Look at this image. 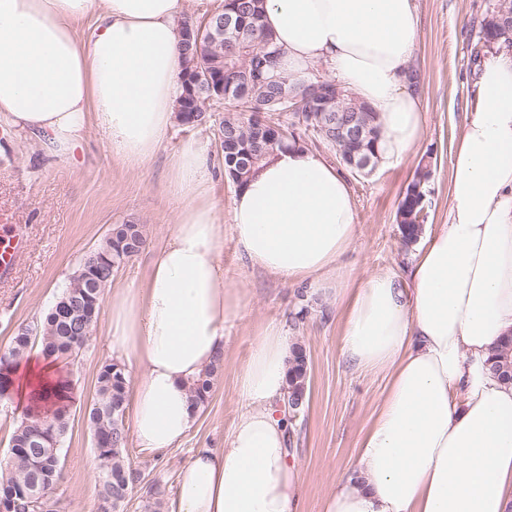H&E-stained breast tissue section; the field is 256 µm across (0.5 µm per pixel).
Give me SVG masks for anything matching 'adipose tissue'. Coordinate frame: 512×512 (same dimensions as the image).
<instances>
[{"label": "adipose tissue", "instance_id": "ef3b65f1", "mask_svg": "<svg viewBox=\"0 0 512 512\" xmlns=\"http://www.w3.org/2000/svg\"><path fill=\"white\" fill-rule=\"evenodd\" d=\"M186 0H0V127L73 150L88 127L112 154L143 167L177 118V20ZM280 69L306 82L324 64L379 115L381 162L404 161L424 134L407 63L414 0H266ZM475 110L455 142L448 221L428 233L403 274L354 280L341 264L359 235L340 171L295 147L238 189L229 223L213 196L205 144L172 159V229L144 280L108 289L105 340L133 367L131 434L157 451L197 420L190 387L224 349L240 297L220 248L232 235L249 266L336 303L343 350L386 383L357 463L325 512H512V383L489 358L512 334V50L475 69ZM289 336L256 335L236 387L243 409L221 449L180 469L173 512H301L302 483L278 408L288 388Z\"/></svg>", "mask_w": 512, "mask_h": 512}]
</instances>
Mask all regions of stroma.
<instances>
[{"mask_svg": "<svg viewBox=\"0 0 512 512\" xmlns=\"http://www.w3.org/2000/svg\"><path fill=\"white\" fill-rule=\"evenodd\" d=\"M494 0H415L417 43L407 66L417 72L425 132L408 158L377 165L368 175L348 174L360 234L342 259L351 275L403 272L411 254L402 244L396 213L419 165L431 166L426 230L448 221V180L453 145L466 112L473 109L471 52ZM189 138L204 142L220 158V142L210 125L174 124L155 158L144 168L112 157L103 135L88 129L73 153L57 155L31 138L0 128V224L28 225L31 243L12 276L0 277V351L19 326L45 317L52 303L112 225H143L147 247L115 275L137 284L151 250L174 221L168 194V159ZM224 273L239 290L241 303L225 330L224 366L195 426L176 448L146 451L128 443V460L145 479L129 495L123 512H146L148 501L171 503L178 472L200 448H220L241 411L236 377L255 335L265 324L285 325L291 341L309 360V390L293 421L290 460L300 472L303 512H324L327 492L350 472L360 438L384 390L383 376L356 370L343 353L342 329L332 298L311 295L307 286L288 285L252 269L232 237H225ZM106 314H99L88 345L72 366L75 402L62 445L63 479L56 512H96L97 489L86 472L100 466L92 445L87 411L104 349Z\"/></svg>", "mask_w": 512, "mask_h": 512, "instance_id": "1", "label": "stroma"}]
</instances>
